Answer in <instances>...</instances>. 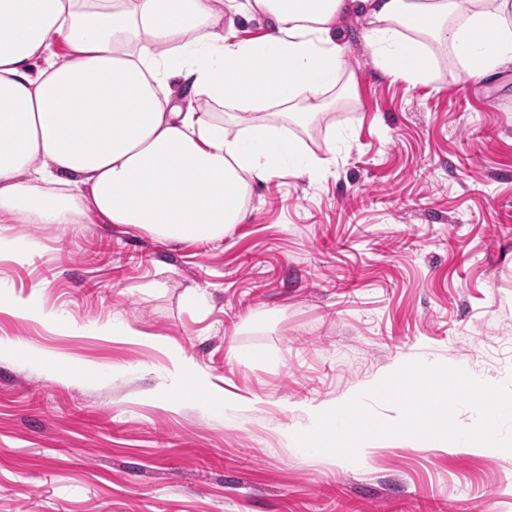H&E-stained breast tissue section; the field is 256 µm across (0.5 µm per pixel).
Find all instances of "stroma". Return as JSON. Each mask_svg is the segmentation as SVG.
Listing matches in <instances>:
<instances>
[{
  "instance_id": "stroma-1",
  "label": "stroma",
  "mask_w": 512,
  "mask_h": 512,
  "mask_svg": "<svg viewBox=\"0 0 512 512\" xmlns=\"http://www.w3.org/2000/svg\"><path fill=\"white\" fill-rule=\"evenodd\" d=\"M367 22L337 24L351 88L288 132L336 163L253 184L246 223L173 244L125 224H5L35 243L0 259V512H512V453L381 439L328 464L289 447L329 404L429 357L512 385V66L462 81L377 74ZM192 293L207 304H188ZM120 317L153 334L103 336ZM207 378L175 383L170 353ZM242 352L250 361H239ZM90 374L65 383L48 359ZM261 413L203 410L205 386ZM1 308L5 306L18 318L25 320H37L44 316V307L37 295H14L4 297L0 294Z\"/></svg>"
}]
</instances>
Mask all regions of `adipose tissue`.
<instances>
[{"label":"adipose tissue","instance_id":"obj_1","mask_svg":"<svg viewBox=\"0 0 512 512\" xmlns=\"http://www.w3.org/2000/svg\"><path fill=\"white\" fill-rule=\"evenodd\" d=\"M223 4L0 0V223L223 239L247 219L249 182L335 164L285 126L327 107L346 54L334 31L353 12L391 80L431 81L440 52L465 80L512 65V0H245L266 20L254 40L225 30Z\"/></svg>","mask_w":512,"mask_h":512}]
</instances>
